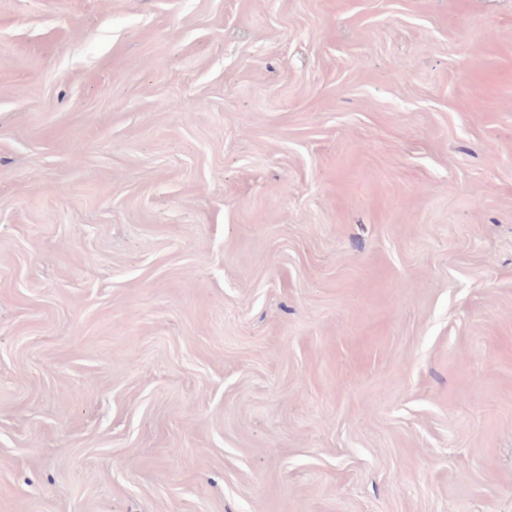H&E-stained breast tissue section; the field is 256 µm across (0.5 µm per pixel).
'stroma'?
Instances as JSON below:
<instances>
[{"label":"stroma","mask_w":512,"mask_h":512,"mask_svg":"<svg viewBox=\"0 0 512 512\" xmlns=\"http://www.w3.org/2000/svg\"><path fill=\"white\" fill-rule=\"evenodd\" d=\"M0 512H512V0H0Z\"/></svg>","instance_id":"1"}]
</instances>
